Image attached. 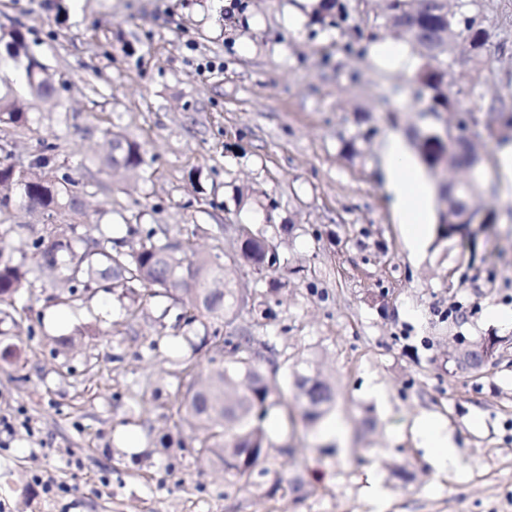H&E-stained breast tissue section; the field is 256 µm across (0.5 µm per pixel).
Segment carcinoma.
I'll use <instances>...</instances> for the list:
<instances>
[{"label": "carcinoma", "mask_w": 512, "mask_h": 512, "mask_svg": "<svg viewBox=\"0 0 512 512\" xmlns=\"http://www.w3.org/2000/svg\"><path fill=\"white\" fill-rule=\"evenodd\" d=\"M345 10L338 0H320L312 19L322 26H339L336 12ZM418 65L408 86L412 99H429L434 112H452L459 100L448 84V56L425 55L415 42H410ZM0 59L25 61L24 78L30 94L48 100L56 88L48 67L29 53L26 31L20 25L0 28ZM31 123L30 105L12 90H0V126L24 129ZM111 153L102 161L108 169L121 168L135 172L145 164L140 145L120 132H109ZM421 164L428 170L446 147L438 141H417ZM45 147L27 164L17 167L0 162V226L1 217H9L15 206L38 212L47 218L73 215L78 220L66 224L49 223L44 234L33 240L37 254L35 266L15 262L12 254L0 250V304H9L29 283V277L47 280L57 288L75 294L78 288L104 284L112 291L141 303L152 296L154 287L161 288L180 304L178 320L194 331L203 328L210 338V368L196 371L186 361L185 372L192 381L170 408L174 424L190 423L206 431L198 440V454L220 465L238 479L248 481L253 470L268 455V440L261 426L267 414L272 393L259 372L249 336H222L214 323L229 316L236 317L246 305L247 296L238 291L231 267L244 264L261 271L276 269L280 262L269 261V240L251 230L239 235L238 250L224 262L219 253L198 254L193 244L170 238L169 227H151L146 231L125 220L128 234L139 237L138 247L128 251L101 227L97 234L80 233L89 198L94 193L78 191L69 174H56L52 151ZM230 364H224V355ZM306 400V415L316 419L333 401L329 384L319 376H308L296 383Z\"/></svg>", "instance_id": "1"}]
</instances>
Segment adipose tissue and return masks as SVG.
I'll return each instance as SVG.
<instances>
[{
  "mask_svg": "<svg viewBox=\"0 0 512 512\" xmlns=\"http://www.w3.org/2000/svg\"><path fill=\"white\" fill-rule=\"evenodd\" d=\"M386 189L394 200V217L411 251H421L431 233L432 188L424 169L400 136H389L382 148ZM415 432L431 448L430 462L445 473L458 463L449 432L429 419L419 420Z\"/></svg>",
  "mask_w": 512,
  "mask_h": 512,
  "instance_id": "obj_1",
  "label": "adipose tissue"
}]
</instances>
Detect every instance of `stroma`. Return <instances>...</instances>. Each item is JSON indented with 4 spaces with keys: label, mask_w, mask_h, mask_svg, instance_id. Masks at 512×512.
<instances>
[{
    "label": "stroma",
    "mask_w": 512,
    "mask_h": 512,
    "mask_svg": "<svg viewBox=\"0 0 512 512\" xmlns=\"http://www.w3.org/2000/svg\"><path fill=\"white\" fill-rule=\"evenodd\" d=\"M293 0H0V26L22 25L31 54L57 88L33 104V124L0 129V161L24 165L54 145L59 172L100 183L92 202L122 247L123 218L166 225L203 251H232L238 225L273 232L282 269L256 288L251 268L232 276L249 300L221 335L253 338L257 364L281 396L262 421L270 448L249 482L195 450V430L169 407L207 369L201 337L186 334L172 299H128L95 287L57 303L32 281L0 323V512H512V220L500 215L475 248L431 236L411 253L393 220L382 145L415 143L433 124L403 95L408 76L377 67L370 46L395 30L356 0L327 29L288 22ZM489 35L481 63L455 56L449 79L468 87L463 108L489 120L512 107V0H477ZM137 141L138 175L96 162L106 132ZM512 127L478 140L489 184L512 202L497 154ZM249 202L239 205L240 194ZM501 341L497 362L457 370L459 341ZM63 337L75 346L60 345ZM327 381L334 400L302 419L296 373ZM380 384L376 400L367 381ZM430 417L449 431L459 468L436 472L413 432ZM135 435L127 447L126 435ZM47 473L64 493L45 494Z\"/></svg>",
    "instance_id": "1"
}]
</instances>
